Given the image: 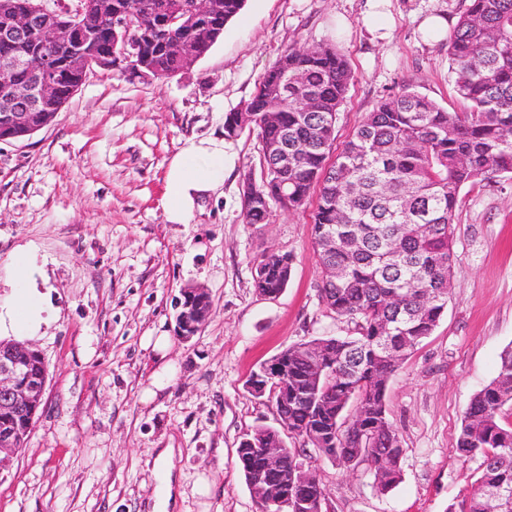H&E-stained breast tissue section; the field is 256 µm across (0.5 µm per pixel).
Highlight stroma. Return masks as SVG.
Returning <instances> with one entry per match:
<instances>
[{
  "label": "stroma",
  "mask_w": 512,
  "mask_h": 512,
  "mask_svg": "<svg viewBox=\"0 0 512 512\" xmlns=\"http://www.w3.org/2000/svg\"><path fill=\"white\" fill-rule=\"evenodd\" d=\"M467 5L392 0L393 32L375 41L366 0H246L190 70L148 82L96 71L51 125L0 142V295L25 250L56 309L33 341L48 381L25 448L0 471V512H153L150 464L163 448L177 451L172 512H256L236 449L250 428L275 425L276 412L247 391L251 371L288 345L354 326L321 302L312 208L244 222L243 180L259 169L255 134L226 140L233 167L186 224L165 220L167 163L187 139L223 133L225 113L243 109L294 46L333 44L354 73L335 147L406 85L462 110L446 42H422L417 27L431 14L458 18ZM460 197L447 309L389 383L402 480L382 494L366 466L318 459L330 512H447L482 462L461 464L453 448L472 397L512 344V176L479 177ZM272 249L293 264L284 292L268 300L252 273ZM186 288L213 299L187 342L173 333ZM160 335L170 338L163 355L147 344ZM202 476L206 496L194 492Z\"/></svg>",
  "instance_id": "35a3bbf8"
}]
</instances>
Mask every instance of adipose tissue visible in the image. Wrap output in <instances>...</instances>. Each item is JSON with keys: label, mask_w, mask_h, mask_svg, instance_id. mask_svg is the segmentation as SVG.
<instances>
[{"label": "adipose tissue", "mask_w": 512, "mask_h": 512, "mask_svg": "<svg viewBox=\"0 0 512 512\" xmlns=\"http://www.w3.org/2000/svg\"><path fill=\"white\" fill-rule=\"evenodd\" d=\"M224 140L189 141L170 160L163 196L165 219L186 224L201 199L224 184ZM39 269L25 252L16 255L9 277L10 292L0 299V337L40 336L51 312L49 291L38 284Z\"/></svg>", "instance_id": "1"}]
</instances>
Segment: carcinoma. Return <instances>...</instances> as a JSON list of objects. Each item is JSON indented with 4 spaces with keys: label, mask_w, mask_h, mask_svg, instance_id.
<instances>
[{
    "label": "carcinoma",
    "mask_w": 512,
    "mask_h": 512,
    "mask_svg": "<svg viewBox=\"0 0 512 512\" xmlns=\"http://www.w3.org/2000/svg\"><path fill=\"white\" fill-rule=\"evenodd\" d=\"M245 0H214L201 23L213 37L196 46L204 57L236 18ZM137 14L147 4L148 28L132 27L128 43L156 78L190 68L180 45L196 39L191 26L173 22L191 0H112ZM448 67L462 112L443 108L404 87L365 115L344 147L331 154L338 113L353 81L340 51L290 49L264 72L245 111L261 146L256 196L243 205L247 224H265L276 210H298L316 197L313 234L321 269L322 302L331 314L354 324L351 336H330L292 344L277 355L288 372V390L274 380L266 393L276 415L288 424L260 425L237 448V464L252 497L268 499L269 486L282 485L285 512H318L326 493L307 459L345 458L365 464L377 490L401 480L403 448L387 416V389L402 361L429 336L448 303L451 271L457 261L453 217L461 190L484 174H512V0H469L448 36ZM112 47V29L94 34L82 71L74 73L66 55L58 58V85L64 102L97 68ZM305 79L280 97L283 61ZM317 94L322 111L307 112L303 101ZM288 151V165L276 164ZM291 256L264 257L253 272L255 290L287 287ZM378 336H391L399 357L386 362L375 353ZM321 356L320 378L311 375V350ZM359 402L362 423L344 426L346 410ZM512 345L500 354L497 375L471 399L454 452L466 464L483 458L471 476L466 512H488L486 490L512 488ZM270 469L264 448L286 439Z\"/></svg>",
    "instance_id": "cac0c4a2"
}]
</instances>
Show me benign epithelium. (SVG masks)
<instances>
[{"mask_svg":"<svg viewBox=\"0 0 512 512\" xmlns=\"http://www.w3.org/2000/svg\"><path fill=\"white\" fill-rule=\"evenodd\" d=\"M104 6L89 0L78 10L76 17L66 18V13L48 10L37 4L25 12L8 11L0 15V38L17 43L39 34L45 50L38 66H33L30 56L16 53L8 68L25 74L19 81L0 85V104L9 108L5 113L10 123L19 130L18 138L31 136L48 126L56 113L46 107L58 101L57 51L69 47L73 65L80 64L79 43L75 32L92 31L104 14ZM134 55L127 49L110 51L103 55L97 67L112 70L120 65H133ZM213 303L209 292L203 288H187L177 302L175 335L188 341L196 336L206 323ZM42 352L27 343L0 340V470L8 465L20 447L21 428L32 429L47 383V365L41 371L32 370V358Z\"/></svg>","mask_w":512,"mask_h":512,"instance_id":"obj_1","label":"benign epithelium"}]
</instances>
